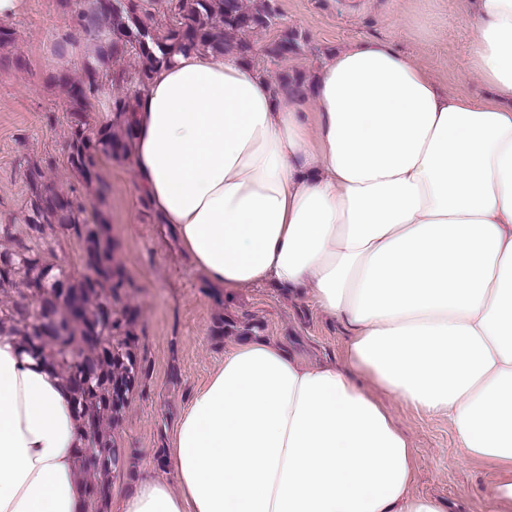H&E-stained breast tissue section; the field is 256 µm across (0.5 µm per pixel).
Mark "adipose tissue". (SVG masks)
Here are the masks:
<instances>
[{
	"label": "adipose tissue",
	"instance_id": "adipose-tissue-1",
	"mask_svg": "<svg viewBox=\"0 0 512 512\" xmlns=\"http://www.w3.org/2000/svg\"><path fill=\"white\" fill-rule=\"evenodd\" d=\"M470 71L495 99L443 94L364 41L313 100L237 56L159 68L135 114L137 189L213 286L297 290L347 328L344 366L265 338L224 352L164 462L112 512H441L374 389L447 416L501 472L512 512V0H470ZM84 429L57 374L0 335V512H90Z\"/></svg>",
	"mask_w": 512,
	"mask_h": 512
}]
</instances>
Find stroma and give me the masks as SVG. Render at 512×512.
Listing matches in <instances>:
<instances>
[{
    "label": "stroma",
    "instance_id": "1",
    "mask_svg": "<svg viewBox=\"0 0 512 512\" xmlns=\"http://www.w3.org/2000/svg\"><path fill=\"white\" fill-rule=\"evenodd\" d=\"M278 29L301 37V49L267 63L266 76L299 72L314 81L322 62L362 40L386 43L418 64L445 93L490 97L491 91L467 70L475 38L463 0H276ZM0 250L28 240L50 262L67 271L84 270L81 242L46 233L28 238L27 174L39 165L46 183L84 204L87 219L103 215L115 255L132 282L129 301L139 311V353L149 370L114 442L134 455L132 473L114 478L122 489L135 474L165 477L156 460L192 391L207 378L237 336L217 339L218 320L258 325L259 336L284 346L307 364H343L347 336L337 319L312 300L272 288H243L233 298L216 293L182 256L137 191L132 161L100 156L97 184L86 183L68 162L72 104L66 79L80 78L94 59L93 46L69 0H27L22 13L0 20ZM135 56L101 68L99 91L88 100L91 124L110 110L112 75L134 73ZM385 401L415 450V493L435 499L444 512H488V495L498 471L467 459L447 419L425 414L386 396Z\"/></svg>",
    "mask_w": 512,
    "mask_h": 512
}]
</instances>
